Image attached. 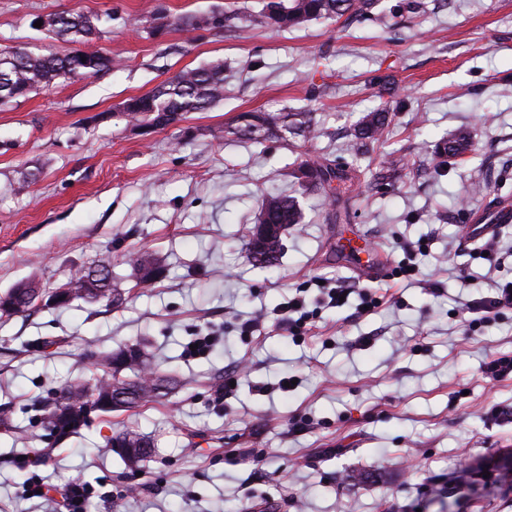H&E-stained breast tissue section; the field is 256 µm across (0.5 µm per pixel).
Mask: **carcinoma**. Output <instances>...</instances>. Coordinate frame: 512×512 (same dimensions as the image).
Instances as JSON below:
<instances>
[{"label": "carcinoma", "mask_w": 512, "mask_h": 512, "mask_svg": "<svg viewBox=\"0 0 512 512\" xmlns=\"http://www.w3.org/2000/svg\"><path fill=\"white\" fill-rule=\"evenodd\" d=\"M374 0H266L261 22L272 29H291L313 20H334L343 16L358 22L375 21ZM56 21L45 28L57 39L76 45L71 51L58 54H37L24 47L0 53V107H7L27 98L29 94L54 87L58 81L96 76L112 69V56L91 46L100 37V18L84 13H59ZM156 19L165 25L184 26L193 31L222 32L229 16L208 14L201 17H169L160 7ZM224 97V61L216 60L195 69L182 71L157 85L151 91L131 97L121 103V114L139 127L165 129L180 122L191 112H202ZM388 125V112L377 110L363 115L358 121L353 139L347 145V156L336 157L335 163L314 166L305 162L299 166L300 188L329 190L331 194L351 181L352 158L367 141L382 137ZM316 121L310 112L241 113L224 133L252 141L257 145L276 142L286 134L309 138ZM473 150L470 134L459 131L435 144L434 153L442 163L459 161ZM303 209L295 195L268 193L262 196L255 223L247 243L252 260L263 266L277 264L283 250V236L288 227L301 224ZM138 280L147 283L160 274L154 254L139 252L130 259ZM42 293L31 282H23L0 297V313L10 316L39 308ZM75 299L107 306L122 300L119 289L112 287V276L105 266L89 267L75 273L65 287L53 292L48 300L65 306ZM101 374L77 378L54 393L45 406L42 422L52 432L62 436L78 433L95 411L128 410L153 401L170 384L151 365L140 348L130 345L102 355ZM130 370L133 377L123 376ZM123 398L118 399L116 395ZM155 447L148 436L125 429L113 436L110 447L129 464L144 460L149 453L142 445Z\"/></svg>", "instance_id": "1"}]
</instances>
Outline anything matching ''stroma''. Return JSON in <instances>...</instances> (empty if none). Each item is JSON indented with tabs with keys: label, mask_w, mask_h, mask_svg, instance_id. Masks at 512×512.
<instances>
[{
	"label": "stroma",
	"mask_w": 512,
	"mask_h": 512,
	"mask_svg": "<svg viewBox=\"0 0 512 512\" xmlns=\"http://www.w3.org/2000/svg\"><path fill=\"white\" fill-rule=\"evenodd\" d=\"M170 14L226 12L224 31L168 27ZM264 0H0V52L64 53L34 18L101 15L95 48L119 68L69 80L0 109V296L33 281L44 294L91 263L125 292L111 308L74 301L27 316L0 315V512H55L70 484L91 485L82 512H512V379H485L494 354L512 355V309L476 329L470 300L512 276V224L491 257L466 237L474 214L512 201V0H377L378 23L311 21L272 31ZM224 61L227 93L206 112L143 134L114 116L126 99L181 70ZM312 106L309 139L261 148L222 137L257 109ZM389 112L349 193L300 194L274 268L249 258L260 197L291 189L297 167L342 154L362 113ZM469 130L467 160L440 167L424 143ZM407 161L388 176L385 155ZM482 176L484 196L461 207ZM425 242L426 250L406 249ZM368 247L375 274L355 249ZM150 251L161 276L137 283L128 254ZM411 261L413 277L395 270ZM349 288L331 306L334 286ZM379 297L357 312L359 294ZM302 292L318 315L296 340L275 324ZM257 330L243 337L240 325ZM220 343L186 358L194 336ZM140 344L178 387L130 412L96 413L52 443L41 406L67 380L95 372L96 353ZM238 385L215 391L225 375ZM294 376L290 391L278 382ZM155 437L128 467L108 438ZM252 448L256 461L231 459ZM467 456L475 475L454 480ZM51 485L25 498L32 474Z\"/></svg>",
	"instance_id": "35a3bbf8"
}]
</instances>
